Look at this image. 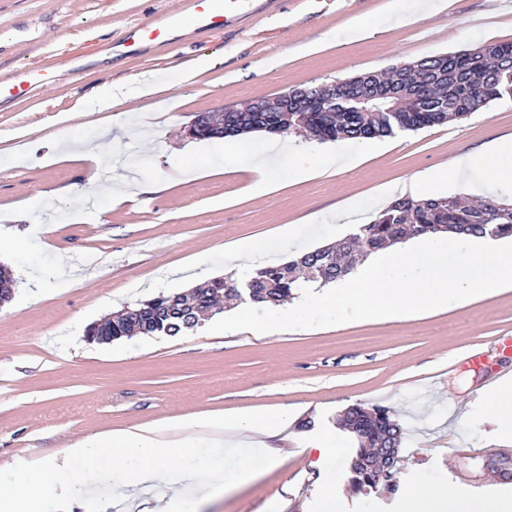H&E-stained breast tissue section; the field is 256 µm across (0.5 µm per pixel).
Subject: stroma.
I'll return each instance as SVG.
<instances>
[{
	"label": "stroma",
	"mask_w": 512,
	"mask_h": 512,
	"mask_svg": "<svg viewBox=\"0 0 512 512\" xmlns=\"http://www.w3.org/2000/svg\"><path fill=\"white\" fill-rule=\"evenodd\" d=\"M412 0H259L232 26L175 29L169 44L112 56L126 27L184 10L186 0H0V77L17 67H51V80L23 101L0 100V219L14 240L7 259L16 280L0 306V466L51 459L67 444L134 426L176 427L205 412L288 406L287 439H273L276 468L226 490L199 486L198 512H321V488L336 480L339 512H402L408 484L463 497H512L496 461L512 463V441L498 438L476 401L491 369H512V287L468 305L401 319L363 320L268 336L214 334L199 325L175 336L87 341L89 326L160 294L183 293L225 275L226 249L263 240L267 264L334 243L376 214L379 190L512 137V102L447 126L364 143L290 138L293 157L272 192L250 191L252 159L270 139L195 140L187 128L202 112L296 85H317L383 70L422 56L512 41V4L434 0L425 19L398 22ZM68 40H60L61 31ZM85 65L74 69L73 57ZM207 67L194 71L193 63ZM154 77L158 93L128 98L71 124L78 142L101 144L98 181L86 162L50 157L62 111L103 82L135 85ZM136 110L135 125L118 114ZM344 150L336 173L311 176L313 155ZM133 176L156 192L135 207L99 188ZM73 189L70 198L59 190ZM31 201L26 212L19 202ZM479 353L486 369L463 365ZM388 408L405 430L392 486L355 490L349 462L356 443L337 428L349 406ZM338 447L334 471L315 466L321 440ZM478 448L458 464L459 442Z\"/></svg>",
	"instance_id": "35a3bbf8"
}]
</instances>
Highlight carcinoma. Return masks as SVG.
Segmentation results:
<instances>
[{
  "instance_id": "obj_1",
  "label": "carcinoma",
  "mask_w": 512,
  "mask_h": 512,
  "mask_svg": "<svg viewBox=\"0 0 512 512\" xmlns=\"http://www.w3.org/2000/svg\"><path fill=\"white\" fill-rule=\"evenodd\" d=\"M486 54L476 58L449 54L413 60L417 71L402 76L389 70L371 71L350 85L336 86V111L226 112L224 136L253 131L303 135L320 142L371 140L397 131H416L443 125L482 111L507 96L512 77V41L481 45ZM426 96L412 100L414 87ZM457 233L473 237L512 238V203L484 200L461 202L456 195L399 198L355 233L279 265L256 268L203 282L187 293L158 295L142 301L131 312L118 310L89 327L86 335L110 344L135 335H176L206 316H216L218 298L280 306L296 298L302 283L325 286L345 277L369 254L411 237ZM15 280L0 265V305L12 300ZM351 434L357 451L350 463L352 482L359 488L376 485L379 467L372 449L399 448L403 428L383 407L352 405L337 422Z\"/></svg>"
}]
</instances>
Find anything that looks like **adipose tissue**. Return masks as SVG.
I'll use <instances>...</instances> for the list:
<instances>
[{
  "mask_svg": "<svg viewBox=\"0 0 512 512\" xmlns=\"http://www.w3.org/2000/svg\"><path fill=\"white\" fill-rule=\"evenodd\" d=\"M471 168L484 174L473 184L474 194L492 196L498 188L512 186V138L499 139L431 173L412 177L413 190L426 196L430 185L465 176ZM293 420V414L282 408L271 413L208 415L189 421L184 435L175 439L144 428L87 437L69 445L58 463L23 460L0 470V512H57L75 499H92L99 476L110 477L132 496L152 494L154 501L164 504L165 512H191L193 479L227 484L238 476L234 469H214V460L246 457L252 471L275 463L268 441L285 432ZM200 430L214 432L209 446H202L197 438ZM403 512H512V498L464 501L417 485L406 491Z\"/></svg>",
  "mask_w": 512,
  "mask_h": 512,
  "instance_id": "adipose-tissue-1",
  "label": "adipose tissue"
}]
</instances>
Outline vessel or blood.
Here are the masks:
<instances>
[{
	"label": "vessel or blood",
	"mask_w": 512,
	"mask_h": 512,
	"mask_svg": "<svg viewBox=\"0 0 512 512\" xmlns=\"http://www.w3.org/2000/svg\"><path fill=\"white\" fill-rule=\"evenodd\" d=\"M256 0H187L185 15L164 14L145 24H135L124 31L113 47L126 54L138 51L143 42L167 43L170 32L182 23L197 29L214 31L231 26L243 16L254 14ZM48 70L19 68L0 81V98L18 100L29 96L39 82L51 78Z\"/></svg>",
	"instance_id": "b4317fda"
}]
</instances>
